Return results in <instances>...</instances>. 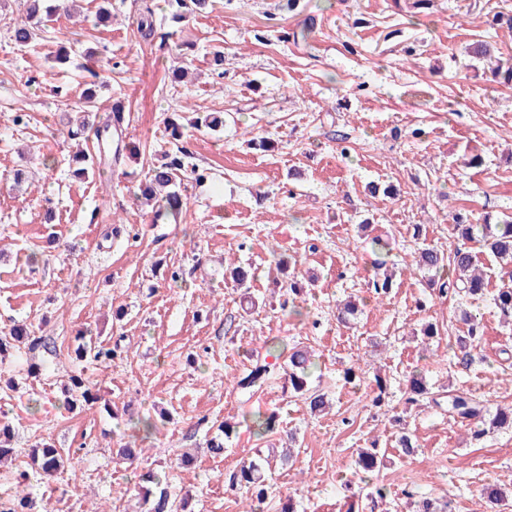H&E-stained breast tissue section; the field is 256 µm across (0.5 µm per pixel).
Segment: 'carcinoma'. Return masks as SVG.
Instances as JSON below:
<instances>
[{"mask_svg":"<svg viewBox=\"0 0 512 512\" xmlns=\"http://www.w3.org/2000/svg\"><path fill=\"white\" fill-rule=\"evenodd\" d=\"M23 12L20 18L12 26L13 39L19 44H27L36 36L40 24L60 10H67L64 3L55 5L52 0H20ZM184 167L183 161L178 157L168 154L161 156L151 168L148 179L140 184V199L150 205L155 204L152 210L151 221L177 217L183 210L185 201L176 190L177 172ZM453 230L458 240L455 248L444 254L433 247H423L418 253L417 267L432 274V276L456 285V288L473 297H481L486 291V273L480 268L476 260L471 244H477L489 251L501 265L503 276L500 277V285L492 294L494 305L501 315L512 318V214L494 224H461L453 225ZM462 321L466 326L465 334L457 337V347L462 351L476 349L483 336L481 320L472 314L464 313ZM39 339L34 336V331L23 327H12L9 335L0 336V356L9 355V350L16 344H28L29 349L34 350L38 346ZM79 356H87L95 361L105 364L112 363L114 352L111 348L97 342L88 341L79 344L77 348ZM314 365L313 354L307 349L293 348L288 356V383L289 388L295 393L306 396V401L312 413L322 412L327 401L321 393L310 392L307 388L309 370ZM269 366L257 362L250 365L241 376L237 377L236 386L241 391H251L261 387L268 376ZM73 400L88 402L91 391L85 380L77 375L69 378ZM448 408L453 413L473 421L478 425L474 429L473 436L479 437L486 433L482 428L485 423L494 428L512 427V406L499 407L491 419H485L483 406L470 396L460 393L448 396ZM257 427L259 435H265L275 431L277 416L275 413L262 414L252 419ZM30 458L34 468L44 474H52L63 467V457L59 449L53 444L43 442L31 449ZM381 460L378 459L376 449L365 448L358 453L356 465L358 470L368 474L379 468ZM27 474L19 475L16 499L13 506L3 512H30L32 498L23 490L26 486ZM232 487L244 489L250 493L251 504L249 512H258L260 505L264 504L268 489L265 484L261 459L251 460L242 464L233 475ZM137 488L143 502L149 505L148 512H178L184 505L177 504L171 498L167 488L161 486L160 478L152 472L139 475ZM482 496L486 500L489 509L494 512L504 501L501 490L492 484L482 488Z\"/></svg>","mask_w":512,"mask_h":512,"instance_id":"carcinoma-1","label":"carcinoma"}]
</instances>
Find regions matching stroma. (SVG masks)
I'll return each instance as SVG.
<instances>
[{"label": "stroma", "instance_id": "35a3bbf8", "mask_svg": "<svg viewBox=\"0 0 512 512\" xmlns=\"http://www.w3.org/2000/svg\"><path fill=\"white\" fill-rule=\"evenodd\" d=\"M286 2H189L175 23L170 0H79L74 17L21 46L9 30L19 0H0V332L28 324L47 343L0 360V413L12 428L0 495L45 440L72 459L30 478L49 512H146L133 475L148 470L186 512H245L230 474L288 446L293 464L267 471L263 512L284 499L295 512H410L427 495L486 512V484L512 502V429L476 440L473 422L448 410L456 392L491 411L512 405V322L490 296L441 293L415 268L422 246L454 247L453 215L480 224L512 213V82L497 73L512 67V0H300L293 11ZM102 5L105 26L94 22ZM147 8L155 33L144 39ZM478 42L492 60L472 54ZM89 50L97 119L123 103L137 151L84 177L71 157L94 150V136L78 142L68 129L84 107ZM177 59L188 82L173 78ZM175 112H218L224 127L178 144L165 129ZM181 146L206 177L181 174L187 206L152 222L138 184ZM19 168L28 180L18 187ZM280 261L294 264L301 294L274 287ZM230 265L251 269L246 287L226 277ZM383 273L392 285L380 299L370 281ZM348 300L358 313L343 325L336 308ZM465 310L484 336L462 366L449 343L465 332ZM429 323L439 334L424 345L416 335ZM83 329L117 346L112 366L77 357ZM296 344L316 355L308 386L330 400L324 414L285 389V350ZM256 361L270 367L266 384L240 392L236 377ZM76 372L97 400L70 413ZM416 372L430 394L410 404ZM378 373L390 385L380 407ZM269 412L274 433L246 426ZM145 417L154 430L134 433L131 421ZM224 421L235 429L216 458L207 442ZM404 433L416 443L409 457ZM130 440L137 458L117 457ZM371 446L383 463L368 479L355 458ZM373 484L385 500L368 498Z\"/></svg>", "mask_w": 512, "mask_h": 512}]
</instances>
